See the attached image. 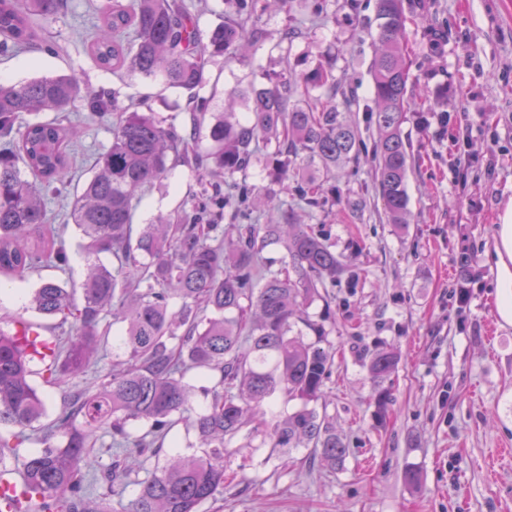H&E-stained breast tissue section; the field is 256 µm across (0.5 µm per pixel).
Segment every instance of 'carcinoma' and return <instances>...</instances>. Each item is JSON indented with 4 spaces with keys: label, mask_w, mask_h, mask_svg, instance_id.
<instances>
[{
    "label": "carcinoma",
    "mask_w": 512,
    "mask_h": 512,
    "mask_svg": "<svg viewBox=\"0 0 512 512\" xmlns=\"http://www.w3.org/2000/svg\"><path fill=\"white\" fill-rule=\"evenodd\" d=\"M254 0H234L236 18L202 37L185 0H101L99 24L87 39L92 61L114 74L160 76L170 88L186 91L193 125L204 121L209 100L193 95L214 57L236 56L242 44L258 42L260 28L248 25ZM67 0H0V55L13 56L36 41L44 24L62 12ZM382 20V44L372 64L378 138L362 136L336 106L346 98L331 67L320 65L271 88L256 91L249 123L217 119L209 129L210 147L195 151L184 138L158 122L139 104L115 96L90 97L89 111L112 118V143L96 161L92 176L75 196L69 220L79 230L88 266L81 295L54 280L35 289L30 308L54 320L46 329L15 320L0 328V425L18 429L0 435V471L8 469L5 450L18 447L23 433L45 415V399L31 384L29 363L44 364L46 382L75 386L105 342L111 325H122L119 340L127 358L100 370L92 387L71 393L69 408L44 426L63 430L65 443L48 445L20 461L22 489L33 512H106V496L120 483L137 486L129 512H199L228 482L224 441L254 421L264 423L266 401L280 393L302 408L266 424L262 444L270 452L308 447L306 459L331 465L348 448L312 404L321 399L334 359L319 341L306 342L303 324L316 337L322 329L304 318L303 308L336 283L344 262L309 224L238 226L237 238L219 237L224 209L245 215L251 192L233 180L249 164L252 144L273 148L276 178L289 180L311 207L325 202L329 176L360 156L375 161V190L392 224L408 223L406 178L409 153L400 127L411 109L404 33L403 0H374ZM301 100L290 103L292 88ZM81 86L73 76H40L20 84L0 82V274L24 279L68 256L49 226L45 199L70 184L72 131L66 124ZM54 116L28 120L41 112ZM193 157L199 179L222 176L227 191L202 193L193 214L180 224H147L132 236L142 193L166 176L170 155ZM305 155L318 175L301 177L286 158ZM286 242L288 261L276 271L261 263L262 249ZM110 254L116 268L99 258ZM69 327L70 336L56 331ZM397 366L396 353L373 352L369 371L373 400L387 411L385 382ZM217 371L218 386L199 389L185 381L193 371ZM132 422L148 429L133 436ZM194 431L202 452L174 453L147 476L144 464L160 456L171 430ZM110 438L104 444V438ZM109 448L111 463L87 468L96 443Z\"/></svg>",
    "instance_id": "carcinoma-1"
}]
</instances>
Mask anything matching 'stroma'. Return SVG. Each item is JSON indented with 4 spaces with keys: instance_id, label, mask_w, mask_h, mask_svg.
Wrapping results in <instances>:
<instances>
[{
    "instance_id": "1",
    "label": "stroma",
    "mask_w": 512,
    "mask_h": 512,
    "mask_svg": "<svg viewBox=\"0 0 512 512\" xmlns=\"http://www.w3.org/2000/svg\"><path fill=\"white\" fill-rule=\"evenodd\" d=\"M92 2L68 0L45 26L41 43L0 57V76L13 83L75 76L94 92L145 101L164 125L194 136L197 150L208 148L206 132L193 130L186 92L167 88L159 77H117L87 56ZM405 11L416 104L401 126L411 155L409 224L388 223L367 157L357 175L341 169L326 182L321 208L275 180L263 145L254 147L246 170L260 223H281L285 212L295 211L349 260L335 287L304 312L322 326V348L335 354L316 407L345 442L347 456L334 467L310 466L305 449L272 456L261 434L241 433L226 443L233 479L202 512H512V326L497 315L495 256L496 226L512 200V0H407ZM254 20L264 41L236 58H215L204 73L198 93L210 99L211 115L229 108L225 95L233 90L238 98L229 109L246 117L253 91L270 87L285 67L300 73L329 63L355 97L348 120L362 133L374 132L373 8L355 14L347 0H326L321 9L314 0H286L271 10L256 0ZM88 115L87 98L78 97L70 112L78 127L75 188L112 140L111 124ZM201 191L192 165H171L142 196L135 228L160 217L180 222ZM69 203L66 197L47 202L54 225L63 228L67 265L42 268L23 282L0 276V285L26 296L44 279L80 286L86 262L78 232L67 222ZM464 258L471 279L461 289ZM379 347L400 355L391 378L393 405L382 421L368 371ZM409 466L420 474L414 487L404 481Z\"/></svg>"
}]
</instances>
